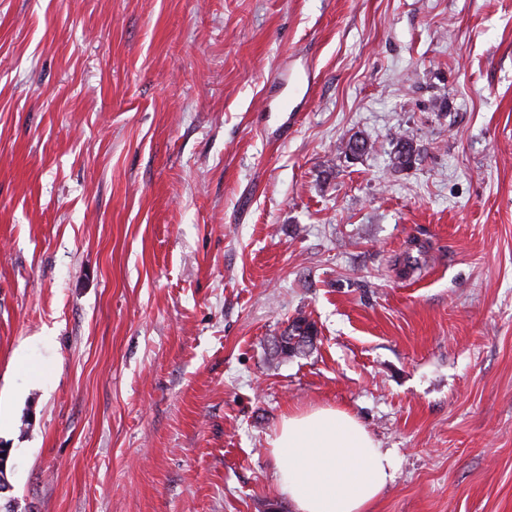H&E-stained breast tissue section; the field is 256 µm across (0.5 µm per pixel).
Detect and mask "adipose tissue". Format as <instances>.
Returning <instances> with one entry per match:
<instances>
[{"mask_svg":"<svg viewBox=\"0 0 512 512\" xmlns=\"http://www.w3.org/2000/svg\"><path fill=\"white\" fill-rule=\"evenodd\" d=\"M270 454L278 490L295 512H372L395 474L391 452L331 407L284 415Z\"/></svg>","mask_w":512,"mask_h":512,"instance_id":"adipose-tissue-1","label":"adipose tissue"}]
</instances>
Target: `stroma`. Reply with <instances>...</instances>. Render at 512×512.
Returning <instances> with one entry per match:
<instances>
[{
  "mask_svg": "<svg viewBox=\"0 0 512 512\" xmlns=\"http://www.w3.org/2000/svg\"><path fill=\"white\" fill-rule=\"evenodd\" d=\"M315 407L512 512V0H0V507L294 512ZM420 151L417 144L405 135H400L395 144L392 165L395 169L404 170L416 163ZM318 330L315 323L306 316L300 314L289 321L288 326L283 330L280 336H274L272 345L274 353L278 356L288 358L297 353L304 352L307 348H312L314 342L307 336H317ZM277 338L284 341L286 345L276 344Z\"/></svg>",
  "mask_w": 512,
  "mask_h": 512,
  "instance_id": "obj_1",
  "label": "stroma"
}]
</instances>
